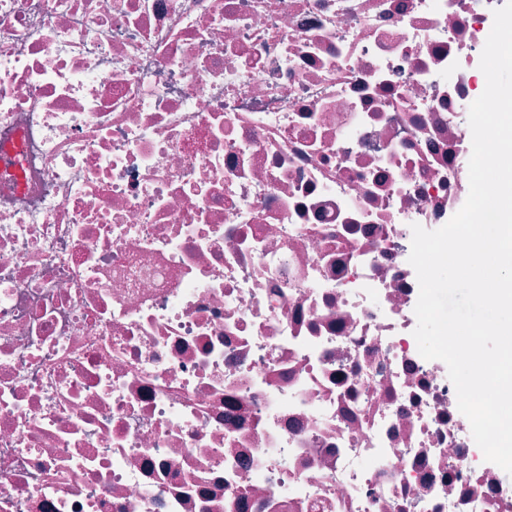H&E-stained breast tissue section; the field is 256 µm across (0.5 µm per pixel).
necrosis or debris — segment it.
Wrapping results in <instances>:
<instances>
[{
	"mask_svg": "<svg viewBox=\"0 0 512 512\" xmlns=\"http://www.w3.org/2000/svg\"><path fill=\"white\" fill-rule=\"evenodd\" d=\"M505 0H0V512H512L420 356Z\"/></svg>",
	"mask_w": 512,
	"mask_h": 512,
	"instance_id": "1",
	"label": "necrosis or debris"
}]
</instances>
